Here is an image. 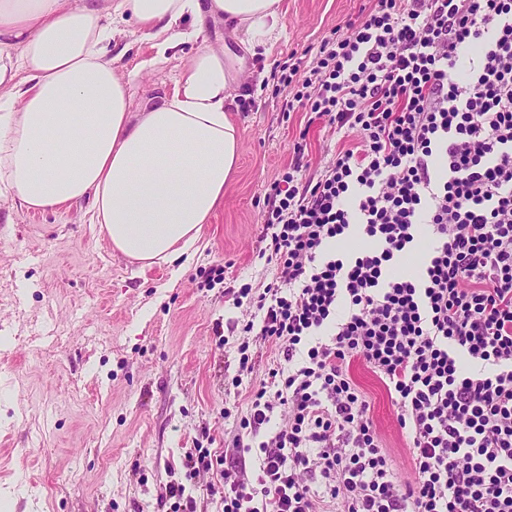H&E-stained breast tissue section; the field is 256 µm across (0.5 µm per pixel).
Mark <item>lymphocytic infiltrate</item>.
Returning <instances> with one entry per match:
<instances>
[{
  "label": "lymphocytic infiltrate",
  "instance_id": "obj_1",
  "mask_svg": "<svg viewBox=\"0 0 512 512\" xmlns=\"http://www.w3.org/2000/svg\"><path fill=\"white\" fill-rule=\"evenodd\" d=\"M279 81L286 111L352 142L316 177L295 160L268 198L277 274L244 330L282 361L240 422L257 478L225 482L223 512H512V0H375ZM422 224L421 271L397 272ZM355 359L409 435L408 481ZM277 411L287 425L259 440Z\"/></svg>",
  "mask_w": 512,
  "mask_h": 512
}]
</instances>
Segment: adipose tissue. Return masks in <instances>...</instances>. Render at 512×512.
<instances>
[{"mask_svg": "<svg viewBox=\"0 0 512 512\" xmlns=\"http://www.w3.org/2000/svg\"><path fill=\"white\" fill-rule=\"evenodd\" d=\"M215 17L251 55L282 30L281 0H0V198L39 212L88 198L127 258L190 256L238 161L233 65L202 42L135 112L112 45L135 33L162 61Z\"/></svg>", "mask_w": 512, "mask_h": 512, "instance_id": "obj_1", "label": "adipose tissue"}]
</instances>
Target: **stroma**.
I'll return each instance as SVG.
<instances>
[{
  "instance_id": "obj_1",
  "label": "stroma",
  "mask_w": 512,
  "mask_h": 512,
  "mask_svg": "<svg viewBox=\"0 0 512 512\" xmlns=\"http://www.w3.org/2000/svg\"><path fill=\"white\" fill-rule=\"evenodd\" d=\"M373 0H282L283 29L267 53L246 56L231 116L241 137L224 206L204 225L185 265L142 267L115 251L90 201L35 213L0 201V512H174L167 482L185 484L196 512H221L224 467L186 478L197 448L232 452L248 394L266 380L277 349L246 340L254 316L238 300L276 277L260 259L263 214L275 181L302 143L309 175L328 166L339 136L305 112L283 111L274 68L310 64L321 43ZM177 59L140 69L147 42L120 62L131 75V109L171 90ZM223 269L211 281L212 269ZM249 341L253 371L240 375L238 346ZM350 374L401 477L410 472L408 440L378 376L360 362Z\"/></svg>"
}]
</instances>
